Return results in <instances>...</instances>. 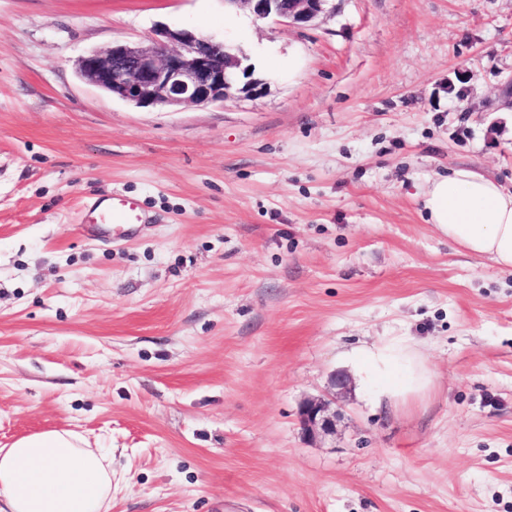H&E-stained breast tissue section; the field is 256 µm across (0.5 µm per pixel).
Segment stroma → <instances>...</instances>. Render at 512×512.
<instances>
[{
	"label": "stroma",
	"mask_w": 512,
	"mask_h": 512,
	"mask_svg": "<svg viewBox=\"0 0 512 512\" xmlns=\"http://www.w3.org/2000/svg\"><path fill=\"white\" fill-rule=\"evenodd\" d=\"M297 29L224 0H0V448L71 431L112 512H512V273L427 222L428 183L512 190V0H334ZM189 28L266 87L138 108L84 53ZM136 199L129 236L82 221ZM412 341L396 407L300 403ZM354 364L361 380L379 401L398 404L423 395L432 376L420 352L408 342L390 339L359 349ZM350 386V378L343 372H337L331 376L330 380L333 398H307L301 402L298 418L308 438L313 440L321 435L329 434L333 430L336 411L332 410V404L336 405V397L347 394Z\"/></svg>",
	"instance_id": "stroma-1"
}]
</instances>
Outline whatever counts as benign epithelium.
<instances>
[{
    "mask_svg": "<svg viewBox=\"0 0 512 512\" xmlns=\"http://www.w3.org/2000/svg\"><path fill=\"white\" fill-rule=\"evenodd\" d=\"M233 8H246L258 19L273 18L296 28H306L329 13L332 0H224ZM246 55L226 50V45L197 35L190 29H155L149 43L114 44L93 50L76 63L78 77L137 107L208 105L238 95H258L265 82L243 65ZM350 378L343 372L331 376L332 398H307L298 418L305 435L315 439L330 433L336 421L332 404L348 393Z\"/></svg>",
    "mask_w": 512,
    "mask_h": 512,
    "instance_id": "obj_1",
    "label": "benign epithelium"
}]
</instances>
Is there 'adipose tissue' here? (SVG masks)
Masks as SVG:
<instances>
[{
    "label": "adipose tissue",
    "instance_id": "ef3b65f1",
    "mask_svg": "<svg viewBox=\"0 0 512 512\" xmlns=\"http://www.w3.org/2000/svg\"><path fill=\"white\" fill-rule=\"evenodd\" d=\"M428 221L473 257L512 272V193L469 169L432 180ZM354 364L378 398L398 404L425 394L432 376L420 352L390 339L359 349ZM112 467L96 448L69 432H45L0 448V512H108Z\"/></svg>",
    "mask_w": 512,
    "mask_h": 512
}]
</instances>
